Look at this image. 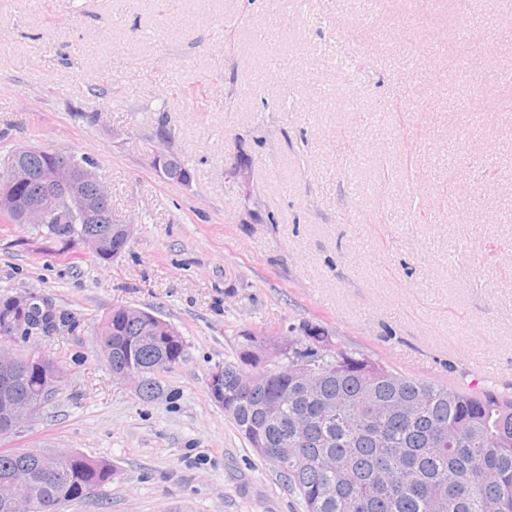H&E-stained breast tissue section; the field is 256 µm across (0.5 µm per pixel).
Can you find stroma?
I'll list each match as a JSON object with an SVG mask.
<instances>
[{
    "label": "stroma",
    "mask_w": 512,
    "mask_h": 512,
    "mask_svg": "<svg viewBox=\"0 0 512 512\" xmlns=\"http://www.w3.org/2000/svg\"><path fill=\"white\" fill-rule=\"evenodd\" d=\"M511 65L512 0H0V157H90L136 219L109 262L0 221V290L138 307L187 345L147 401L91 334L43 343L71 376L10 447L115 469L59 512H304L210 396L245 329L320 325L512 397ZM241 149L247 194L224 178ZM163 151L191 188L156 171Z\"/></svg>",
    "instance_id": "stroma-1"
}]
</instances>
